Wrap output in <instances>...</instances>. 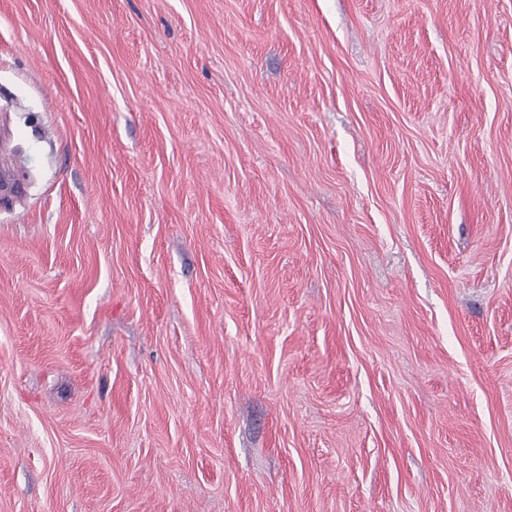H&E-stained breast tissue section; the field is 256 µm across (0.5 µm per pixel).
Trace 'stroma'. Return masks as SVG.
Segmentation results:
<instances>
[{
    "instance_id": "35a3bbf8",
    "label": "stroma",
    "mask_w": 512,
    "mask_h": 512,
    "mask_svg": "<svg viewBox=\"0 0 512 512\" xmlns=\"http://www.w3.org/2000/svg\"><path fill=\"white\" fill-rule=\"evenodd\" d=\"M0 512H512V0H0Z\"/></svg>"
}]
</instances>
